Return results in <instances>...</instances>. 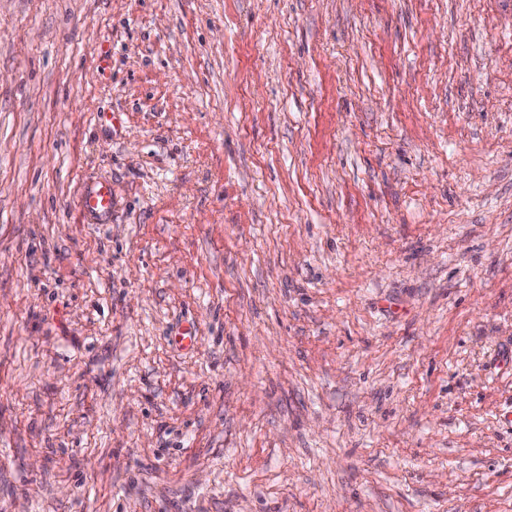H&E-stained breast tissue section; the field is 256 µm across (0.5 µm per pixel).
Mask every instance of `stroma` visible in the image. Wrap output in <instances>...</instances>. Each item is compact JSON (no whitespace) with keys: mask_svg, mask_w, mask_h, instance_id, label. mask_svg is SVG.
Segmentation results:
<instances>
[{"mask_svg":"<svg viewBox=\"0 0 512 512\" xmlns=\"http://www.w3.org/2000/svg\"><path fill=\"white\" fill-rule=\"evenodd\" d=\"M0 512H512V0H0ZM112 205V182L110 180H93L81 188L79 216L83 223H109L112 220Z\"/></svg>","mask_w":512,"mask_h":512,"instance_id":"stroma-1","label":"stroma"}]
</instances>
